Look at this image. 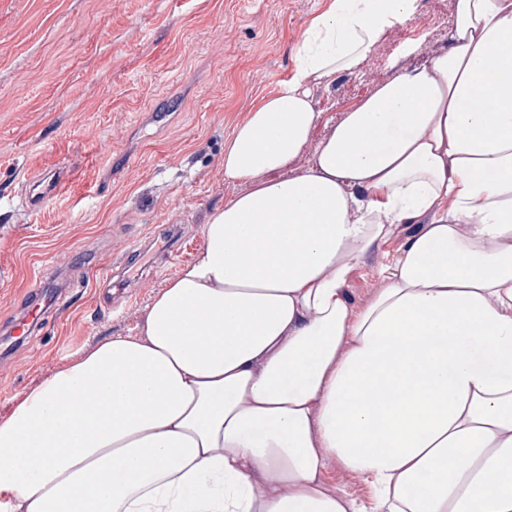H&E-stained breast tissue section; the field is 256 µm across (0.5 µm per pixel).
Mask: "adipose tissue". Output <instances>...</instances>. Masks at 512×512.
Masks as SVG:
<instances>
[{"label": "adipose tissue", "mask_w": 512, "mask_h": 512, "mask_svg": "<svg viewBox=\"0 0 512 512\" xmlns=\"http://www.w3.org/2000/svg\"><path fill=\"white\" fill-rule=\"evenodd\" d=\"M417 0H324L224 145L248 184L152 299L0 420V512H512V0L322 120ZM410 225L371 302L346 282ZM326 477L331 483L345 490L371 511L374 505L371 491L359 478L344 472L334 462L329 463L327 466Z\"/></svg>", "instance_id": "adipose-tissue-1"}]
</instances>
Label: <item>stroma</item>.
<instances>
[{
  "instance_id": "35a3bbf8",
  "label": "stroma",
  "mask_w": 512,
  "mask_h": 512,
  "mask_svg": "<svg viewBox=\"0 0 512 512\" xmlns=\"http://www.w3.org/2000/svg\"><path fill=\"white\" fill-rule=\"evenodd\" d=\"M323 0H0V419L107 336L136 333L152 297L203 245L202 227L246 184L225 180L224 144L255 99L288 80ZM455 0H418L360 72L316 89L321 141L387 78L448 45ZM65 179L44 209L27 177ZM411 227L368 253L347 292L381 287ZM137 246L130 254L129 246ZM60 301L29 335L36 300Z\"/></svg>"
}]
</instances>
